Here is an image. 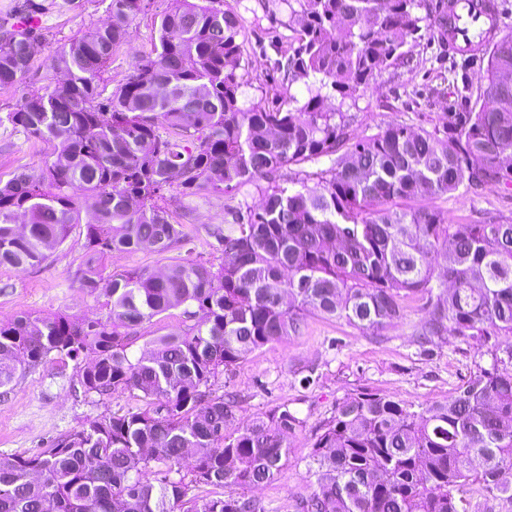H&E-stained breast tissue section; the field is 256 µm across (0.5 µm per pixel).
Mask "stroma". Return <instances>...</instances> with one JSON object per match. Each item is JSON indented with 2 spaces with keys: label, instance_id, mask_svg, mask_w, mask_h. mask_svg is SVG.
<instances>
[{
  "label": "stroma",
  "instance_id": "35a3bbf8",
  "mask_svg": "<svg viewBox=\"0 0 512 512\" xmlns=\"http://www.w3.org/2000/svg\"><path fill=\"white\" fill-rule=\"evenodd\" d=\"M171 0H150L144 13L133 19L130 35L103 74L106 88H114L130 73L136 58L150 53L154 15ZM109 0H80L74 10L53 12L49 31L21 86L0 87V114L15 104L22 92L39 89L55 78L46 59L65 40L82 35L108 19ZM237 14L242 33L243 67L240 102L249 106L271 104L278 90H290L305 99L304 83H287L276 73L274 62L287 48L299 27L286 0H225ZM403 65L379 72L371 86L350 109L358 136H371L388 124L427 130L441 126L442 115L457 109L456 90L469 83L479 92V76L486 66L476 58L463 63L449 55L448 44L436 28L421 30L407 44ZM51 143L27 137L11 125L0 126V178L39 171L49 158ZM259 193L248 186L232 196L210 195L189 199L194 220L188 225L189 243L169 252H112L102 262L104 274L145 269L161 273L178 261L219 262L205 226L223 223L227 208L241 201L255 202ZM456 224H482L490 218L512 221V185L485 184L469 192L439 196L426 202ZM86 259L83 228H73L67 240L42 264L17 270L0 266V322L21 312L40 317L66 315L79 321L107 318L104 297L87 294L79 286ZM424 318L419 301L407 302L403 316L372 336L342 319L328 320L307 314L299 334L269 343L248 359L220 375L216 393L238 392L242 400L231 422L240 428L275 406L288 404L305 418L306 425L289 438L288 462L276 479L252 489L268 512H294L298 499L315 487L307 471L308 456L320 426L331 417L337 403L359 392L387 394L414 405L429 406L448 400L476 373L489 365L473 342L450 336L419 346L417 330ZM73 367L48 361L19 377L7 395H0V453L29 456L42 451L61 434L76 430L137 400L116 393L101 401L73 395L69 379Z\"/></svg>",
  "mask_w": 512,
  "mask_h": 512
}]
</instances>
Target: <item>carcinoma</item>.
I'll return each mask as SVG.
<instances>
[{
    "instance_id": "obj_1",
    "label": "carcinoma",
    "mask_w": 512,
    "mask_h": 512,
    "mask_svg": "<svg viewBox=\"0 0 512 512\" xmlns=\"http://www.w3.org/2000/svg\"><path fill=\"white\" fill-rule=\"evenodd\" d=\"M173 2L154 21L152 53L110 94L102 73L144 0H110L106 23L51 55L63 81L0 115L54 143L39 175L0 180V265H37L82 226L80 288L109 306L105 321L0 323V389L22 363L55 358L75 362L76 392L141 398L32 456L0 454V512H265L239 490L275 478L304 419L283 404L231 432L237 402L212 395L215 379L298 334L309 311L378 335L409 299L422 301L424 341L475 340L489 367L417 410L378 393L338 403L309 456L317 487L296 512H472L476 488L512 503V341H501L512 337V222L450 224L423 205L512 183V34L473 41L487 59L482 93L463 84L442 127L356 138L341 105L403 63L431 20L426 0H286L301 26L275 68L308 96L271 109L240 105L241 26L224 0ZM75 4L17 0L0 14V87L22 82L49 10ZM325 89L340 97L334 111ZM175 180L185 198L265 186L208 230L224 262L104 276L114 251L186 241L191 210L173 216L166 196ZM176 307L194 324L132 349L130 329ZM202 486L228 492L188 497Z\"/></svg>"
}]
</instances>
